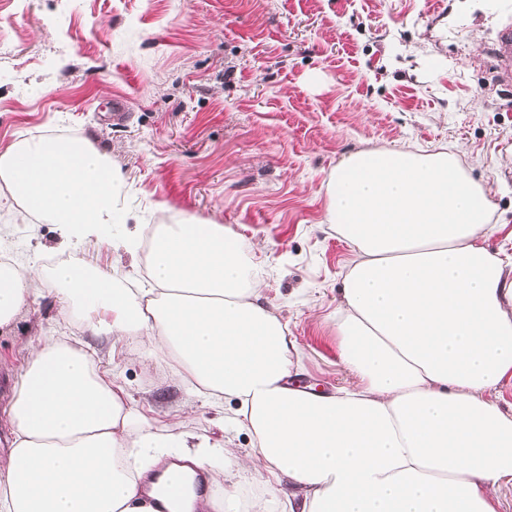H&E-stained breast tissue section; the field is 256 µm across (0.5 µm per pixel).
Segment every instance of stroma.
Listing matches in <instances>:
<instances>
[{"label": "stroma", "mask_w": 512, "mask_h": 512, "mask_svg": "<svg viewBox=\"0 0 512 512\" xmlns=\"http://www.w3.org/2000/svg\"><path fill=\"white\" fill-rule=\"evenodd\" d=\"M512 0H0V146L80 134L126 177L141 223L160 211L251 244L263 295L304 350L300 385L328 393L333 316L352 258L326 222L331 171L362 148L457 152L494 205L490 250L512 253V84L495 76ZM128 118L112 120V103ZM11 225L0 253L59 258L49 224ZM54 284L0 328V379L17 384L35 330L71 334ZM85 342L117 368L148 423L252 440L137 340Z\"/></svg>", "instance_id": "obj_1"}]
</instances>
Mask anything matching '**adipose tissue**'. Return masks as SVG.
Returning a JSON list of instances; mask_svg holds the SVG:
<instances>
[{"mask_svg":"<svg viewBox=\"0 0 512 512\" xmlns=\"http://www.w3.org/2000/svg\"><path fill=\"white\" fill-rule=\"evenodd\" d=\"M54 225L69 259L50 273L0 260V327L59 288L63 314L119 344L139 337L216 409L235 401L232 439L147 424L78 339L37 337L4 410L0 512H149L140 485L162 457L213 477L180 512H243L241 474L260 475L256 512H498L512 489V256L485 245L495 206L458 153L363 149L328 182L327 221L351 246L334 327L355 387L294 386L304 352L263 300L265 270L220 224L166 214L150 248L127 221L125 176L75 134L0 148V207ZM146 250V276L121 282L89 245Z\"/></svg>","mask_w":512,"mask_h":512,"instance_id":"1","label":"adipose tissue"}]
</instances>
